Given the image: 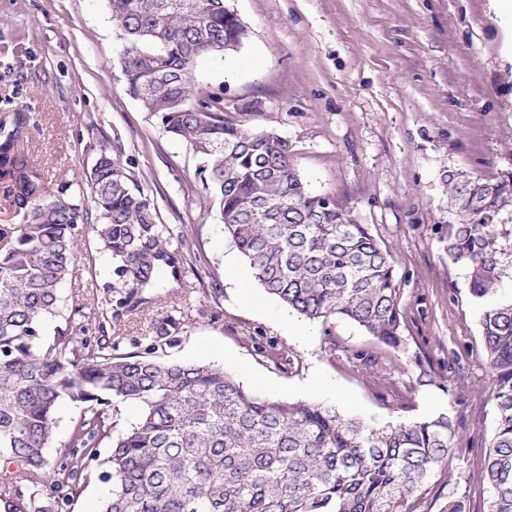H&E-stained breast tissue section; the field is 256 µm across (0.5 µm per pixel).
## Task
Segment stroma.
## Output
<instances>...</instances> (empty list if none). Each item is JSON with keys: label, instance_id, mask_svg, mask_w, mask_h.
I'll use <instances>...</instances> for the list:
<instances>
[{"label": "stroma", "instance_id": "35a3bbf8", "mask_svg": "<svg viewBox=\"0 0 512 512\" xmlns=\"http://www.w3.org/2000/svg\"><path fill=\"white\" fill-rule=\"evenodd\" d=\"M247 38L203 57L200 87L226 119L285 138L310 192L335 197L393 257L404 346L343 318L300 316L269 296L216 215L201 211L198 160L126 94L118 31L105 0H0V124L28 117L23 145L53 191L85 185L103 148L180 232L175 267L137 300L110 276L90 230L62 288L79 294L46 333L71 325L95 341L109 314L113 354L147 349L167 315L181 321L178 362H213L255 394L319 401L372 423L450 414L452 446L423 486L419 512H486L482 467L495 382L480 318L512 300V257L474 297L446 251L457 223L448 175H512V15L490 0H231ZM431 384L420 386V368Z\"/></svg>", "mask_w": 512, "mask_h": 512}]
</instances>
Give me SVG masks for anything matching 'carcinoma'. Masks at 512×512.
<instances>
[{
    "label": "carcinoma",
    "mask_w": 512,
    "mask_h": 512,
    "mask_svg": "<svg viewBox=\"0 0 512 512\" xmlns=\"http://www.w3.org/2000/svg\"><path fill=\"white\" fill-rule=\"evenodd\" d=\"M108 5L121 30L126 93L199 158L197 205L217 210L260 287L310 320L341 317L400 347L389 252L334 197L308 190L286 139L224 119L223 98L196 84L200 56H222L247 38L224 0ZM26 127L24 112L0 127V196L26 215L0 227V460L18 467L0 468V512H62L92 480L109 487L100 512H412L409 501L448 457L446 413L378 426L318 401L260 397L222 366L157 354L177 342L173 316L143 353L114 356L105 335L94 348L70 329L45 336L83 227L111 255L129 298L176 263L174 233L106 149L90 173L92 207L81 188L70 198L53 193L19 147ZM448 195L459 213L448 258L482 298L499 277L494 220L512 204V178L450 173ZM480 323L497 389L487 512H512V301L484 310ZM63 403L78 414L57 445ZM127 405L140 416L119 430Z\"/></svg>",
    "instance_id": "carcinoma-1"
}]
</instances>
